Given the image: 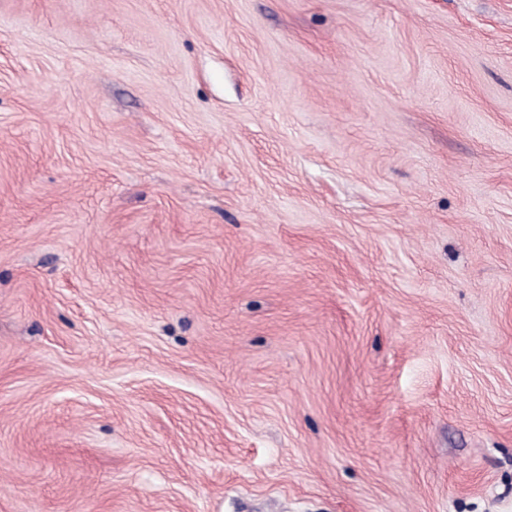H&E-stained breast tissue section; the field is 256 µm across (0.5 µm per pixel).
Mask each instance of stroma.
Listing matches in <instances>:
<instances>
[{"mask_svg":"<svg viewBox=\"0 0 512 512\" xmlns=\"http://www.w3.org/2000/svg\"><path fill=\"white\" fill-rule=\"evenodd\" d=\"M0 512H512V0H0Z\"/></svg>","mask_w":512,"mask_h":512,"instance_id":"1","label":"stroma"}]
</instances>
